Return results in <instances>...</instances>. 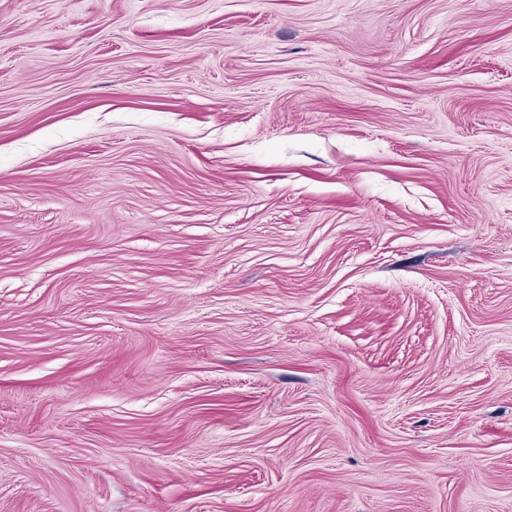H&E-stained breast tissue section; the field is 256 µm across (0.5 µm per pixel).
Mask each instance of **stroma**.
Returning <instances> with one entry per match:
<instances>
[{
  "label": "stroma",
  "mask_w": 512,
  "mask_h": 512,
  "mask_svg": "<svg viewBox=\"0 0 512 512\" xmlns=\"http://www.w3.org/2000/svg\"><path fill=\"white\" fill-rule=\"evenodd\" d=\"M0 512H512V0H0Z\"/></svg>",
  "instance_id": "35a3bbf8"
}]
</instances>
